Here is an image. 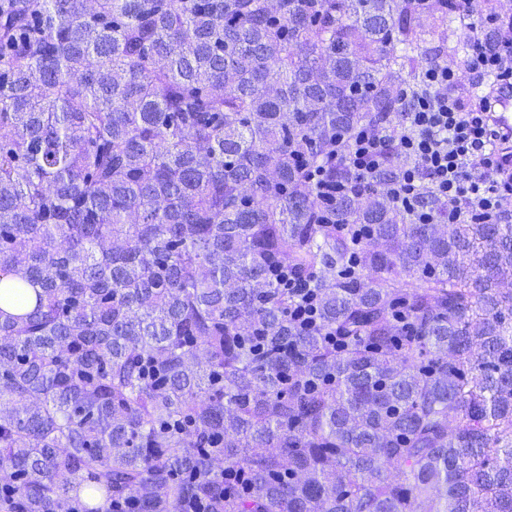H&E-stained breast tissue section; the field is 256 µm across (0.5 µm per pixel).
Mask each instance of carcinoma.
Returning a JSON list of instances; mask_svg holds the SVG:
<instances>
[{"instance_id":"obj_1","label":"carcinoma","mask_w":512,"mask_h":512,"mask_svg":"<svg viewBox=\"0 0 512 512\" xmlns=\"http://www.w3.org/2000/svg\"><path fill=\"white\" fill-rule=\"evenodd\" d=\"M423 11L0 0V512H512V223L324 158L447 62ZM279 272L276 277L277 280L280 278V284L283 288H288V294L295 296L298 300L297 306L293 309V318L304 325L314 324L317 313L314 288L305 279L290 272H288V275L282 270H279Z\"/></svg>"}]
</instances>
